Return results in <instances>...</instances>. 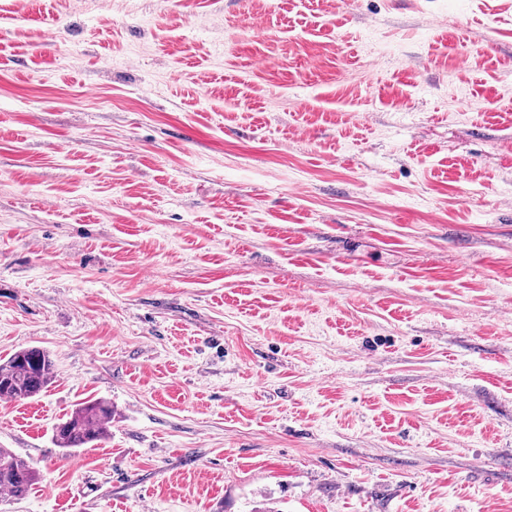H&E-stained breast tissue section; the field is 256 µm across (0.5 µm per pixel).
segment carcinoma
<instances>
[{"label":"carcinoma","instance_id":"1","mask_svg":"<svg viewBox=\"0 0 512 512\" xmlns=\"http://www.w3.org/2000/svg\"><path fill=\"white\" fill-rule=\"evenodd\" d=\"M54 376V363L45 350L31 347L0 359V398L23 401L47 388ZM112 404L91 399L76 406L53 430L55 445L67 451L100 442L109 435ZM36 471L9 450L0 448V490L12 497L28 493Z\"/></svg>","mask_w":512,"mask_h":512}]
</instances>
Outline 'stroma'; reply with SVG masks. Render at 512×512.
Instances as JSON below:
<instances>
[{
    "label": "stroma",
    "mask_w": 512,
    "mask_h": 512,
    "mask_svg": "<svg viewBox=\"0 0 512 512\" xmlns=\"http://www.w3.org/2000/svg\"><path fill=\"white\" fill-rule=\"evenodd\" d=\"M28 347L0 512H512V0H0ZM54 363L45 350L31 347L0 359V398L23 401L47 388ZM112 423V405L101 399L79 403L69 416L57 423L53 441L58 448L67 451L85 448L101 442L109 435ZM36 480V471L6 448H0V490L12 497L28 493Z\"/></svg>",
    "instance_id": "1"
}]
</instances>
